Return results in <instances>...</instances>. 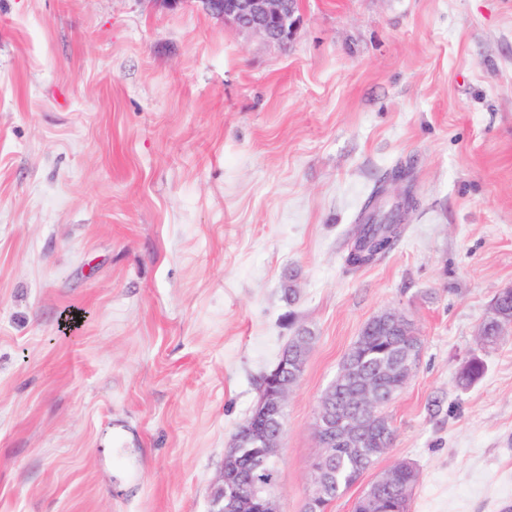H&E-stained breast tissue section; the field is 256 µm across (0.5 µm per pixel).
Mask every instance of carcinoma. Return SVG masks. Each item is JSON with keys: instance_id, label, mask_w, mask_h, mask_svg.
<instances>
[{"instance_id": "obj_1", "label": "carcinoma", "mask_w": 512, "mask_h": 512, "mask_svg": "<svg viewBox=\"0 0 512 512\" xmlns=\"http://www.w3.org/2000/svg\"><path fill=\"white\" fill-rule=\"evenodd\" d=\"M387 224H360L355 229L344 256V264L350 271H358L375 263L391 252L400 238V232L387 235ZM383 315L371 318L363 327L358 340L345 355L342 369L344 376L336 377L329 387L328 398L336 414V421L352 417V407L357 389L374 383L380 390L381 407H387L401 392L406 376L388 366V361L409 349L419 337L409 331L392 328L382 321ZM489 327L492 334L501 337L512 330V302L506 305L504 315L495 323L482 320L479 328ZM312 337L297 336L283 352L279 363L288 365V372L281 378V386L292 389L299 381ZM485 366L478 356L472 357V365L457 375L458 384L467 387L480 379ZM283 411L271 409L262 416H250L241 425L236 438L244 439L253 431L277 429L283 426ZM380 422L366 427L355 443L336 441L317 464L314 483L320 487L316 498V512H326L327 505L344 490L354 485L378 457L390 448L394 430L384 412L378 413ZM227 474L240 485L264 493L273 488L278 480V469L271 462L264 468L255 467L252 459L244 456L227 463ZM417 470L406 463L393 466L392 480L384 486L370 485L354 504V512H389L396 504L411 496L417 482Z\"/></svg>"}]
</instances>
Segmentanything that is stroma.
Listing matches in <instances>:
<instances>
[{
	"instance_id": "35a3bbf8",
	"label": "stroma",
	"mask_w": 512,
	"mask_h": 512,
	"mask_svg": "<svg viewBox=\"0 0 512 512\" xmlns=\"http://www.w3.org/2000/svg\"><path fill=\"white\" fill-rule=\"evenodd\" d=\"M299 16L282 45L200 0H0V512H210L301 328L272 496L304 512L318 403L389 310L421 356L391 447L326 512L399 461L410 512H512V332L476 345L512 285V0ZM400 164L418 208L346 270ZM398 226L399 230L397 232L391 236H385L389 228L388 224H358L344 256V264L347 269L358 271L391 252L400 238L401 225ZM378 238L383 240V244L381 243L379 247L369 248L365 253L359 252L368 243ZM312 336H295L288 348L283 352L279 363L288 364V372L284 373L281 378V386L287 388L288 391L298 383L306 361L307 353L310 350Z\"/></svg>"
}]
</instances>
